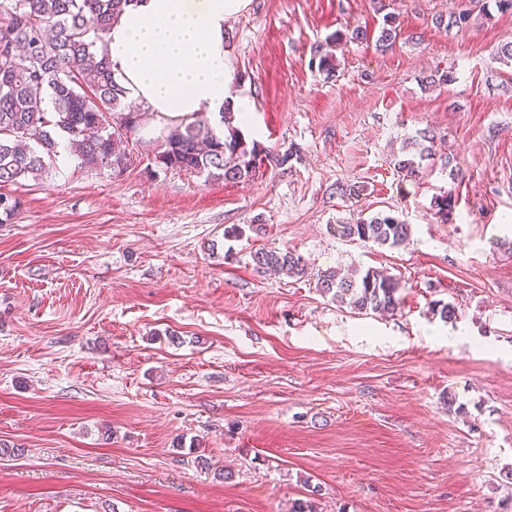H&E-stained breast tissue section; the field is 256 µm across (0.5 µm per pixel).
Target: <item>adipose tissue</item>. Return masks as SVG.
Listing matches in <instances>:
<instances>
[{"label":"adipose tissue","mask_w":512,"mask_h":512,"mask_svg":"<svg viewBox=\"0 0 512 512\" xmlns=\"http://www.w3.org/2000/svg\"><path fill=\"white\" fill-rule=\"evenodd\" d=\"M250 0H132L107 35L108 57L130 96L158 118L181 120L231 107L250 123L253 107L229 94L233 74L225 23Z\"/></svg>","instance_id":"ef3b65f1"}]
</instances>
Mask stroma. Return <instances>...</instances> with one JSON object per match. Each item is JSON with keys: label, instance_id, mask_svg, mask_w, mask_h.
Returning a JSON list of instances; mask_svg holds the SVG:
<instances>
[{"label": "stroma", "instance_id": "stroma-1", "mask_svg": "<svg viewBox=\"0 0 512 512\" xmlns=\"http://www.w3.org/2000/svg\"><path fill=\"white\" fill-rule=\"evenodd\" d=\"M461 6L251 0L225 25L233 91L254 108L243 134L298 153L258 178L160 170L146 130L122 172L72 157L9 187L0 441L23 453L0 455V512H291L312 484L318 512H512V66L494 56L512 13L471 0L465 29L435 28ZM336 32L329 77L311 57ZM439 72L452 82L426 84ZM424 129L463 180L396 172ZM450 190L444 221L432 205ZM379 212L411 224L406 246L333 230ZM233 225L242 239H225ZM284 247L307 275L255 269L254 251ZM371 266L400 279L397 312L316 287Z\"/></svg>", "mask_w": 512, "mask_h": 512}]
</instances>
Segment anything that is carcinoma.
Returning a JSON list of instances; mask_svg holds the SVG:
<instances>
[{"instance_id":"1","label":"carcinoma","mask_w":512,"mask_h":512,"mask_svg":"<svg viewBox=\"0 0 512 512\" xmlns=\"http://www.w3.org/2000/svg\"><path fill=\"white\" fill-rule=\"evenodd\" d=\"M132 0H0V188L29 179L40 180L58 156L62 136L67 148L84 164L121 167L127 160L121 133L136 134L149 119L144 106L128 101L107 59L106 34ZM470 13L462 9L439 27L468 25ZM396 18L384 19L377 38L385 49L396 38ZM311 63L330 75L336 70L332 51L315 47ZM235 116L225 105L219 123L212 125L202 113L187 122L163 128L162 140L153 148V163L165 171L226 181H249L262 168V159L283 165L293 152L277 157L262 154L234 125ZM434 135L421 132L394 155L393 166L406 178H415L434 159ZM20 201L0 191V223L8 221ZM456 204L453 190L434 199L435 215L448 219ZM349 241L397 248L409 240L410 225L379 212L337 225ZM252 260L259 270L288 277L307 272L303 258L289 249H260ZM316 288L341 307L358 314L394 313L400 305L399 279L385 268L355 270L350 276L336 269L317 274ZM433 314L444 322L457 319L456 304L437 300Z\"/></svg>"}]
</instances>
